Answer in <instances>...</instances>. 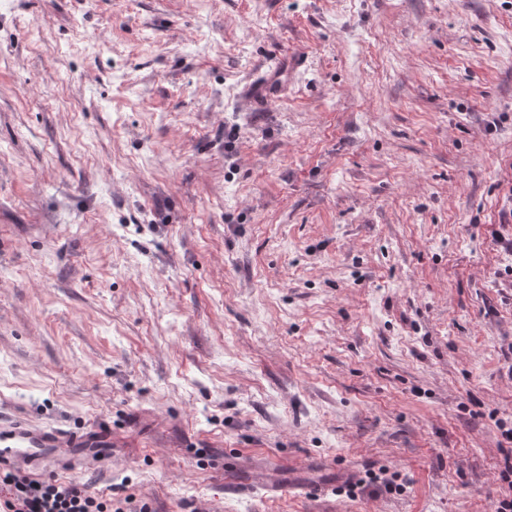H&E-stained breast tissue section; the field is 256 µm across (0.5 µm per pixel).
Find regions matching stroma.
<instances>
[{"label": "stroma", "instance_id": "35a3bbf8", "mask_svg": "<svg viewBox=\"0 0 512 512\" xmlns=\"http://www.w3.org/2000/svg\"><path fill=\"white\" fill-rule=\"evenodd\" d=\"M0 411L149 512H493L512 0H0ZM280 68L276 61L270 60L267 64L264 75L254 79L247 88L246 97L255 98H271L277 94L278 85L275 79L280 76Z\"/></svg>", "mask_w": 512, "mask_h": 512}]
</instances>
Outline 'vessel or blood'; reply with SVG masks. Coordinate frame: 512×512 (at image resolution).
<instances>
[{
    "mask_svg": "<svg viewBox=\"0 0 512 512\" xmlns=\"http://www.w3.org/2000/svg\"><path fill=\"white\" fill-rule=\"evenodd\" d=\"M280 68L269 61L264 75L247 88L248 98H271L276 95ZM112 444V433L99 427L89 432L67 431L34 426L25 419L0 415V468L34 473L41 462L66 464L78 460L93 467L101 463V451Z\"/></svg>",
    "mask_w": 512,
    "mask_h": 512,
    "instance_id": "obj_1",
    "label": "vessel or blood"
}]
</instances>
